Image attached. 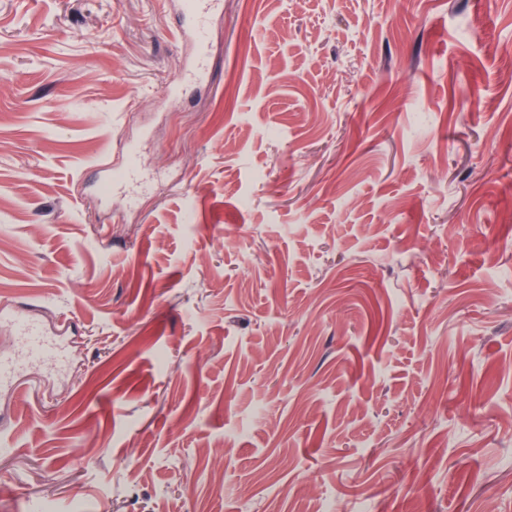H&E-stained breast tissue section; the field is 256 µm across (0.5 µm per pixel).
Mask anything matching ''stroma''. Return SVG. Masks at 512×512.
Returning a JSON list of instances; mask_svg holds the SVG:
<instances>
[{
    "mask_svg": "<svg viewBox=\"0 0 512 512\" xmlns=\"http://www.w3.org/2000/svg\"><path fill=\"white\" fill-rule=\"evenodd\" d=\"M223 2L0 0V512H512V0ZM221 0H183L180 2L181 11L187 24L181 27V35L191 41L196 50L191 64L183 69V79L187 82L202 78L211 79L208 68V42L206 31L210 16L219 10ZM1 323L7 322L12 331L21 337L28 356L34 360L62 365L66 362L64 348L49 337L41 322L25 310L5 316L0 312Z\"/></svg>",
    "mask_w": 512,
    "mask_h": 512,
    "instance_id": "obj_1",
    "label": "stroma"
}]
</instances>
